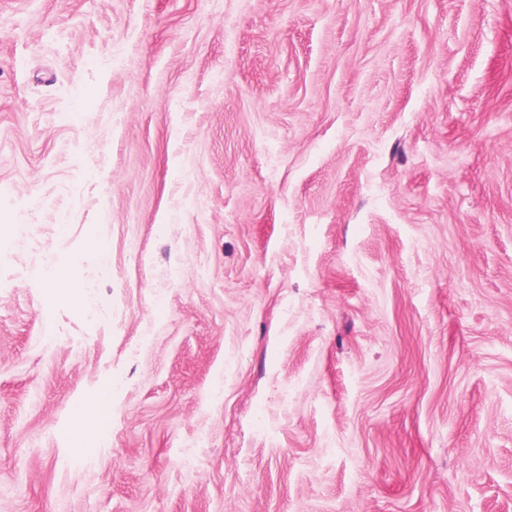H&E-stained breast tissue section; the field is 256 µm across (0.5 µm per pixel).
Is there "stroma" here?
Listing matches in <instances>:
<instances>
[{"mask_svg": "<svg viewBox=\"0 0 512 512\" xmlns=\"http://www.w3.org/2000/svg\"><path fill=\"white\" fill-rule=\"evenodd\" d=\"M0 222V512H512V0H0Z\"/></svg>", "mask_w": 512, "mask_h": 512, "instance_id": "35a3bbf8", "label": "stroma"}]
</instances>
